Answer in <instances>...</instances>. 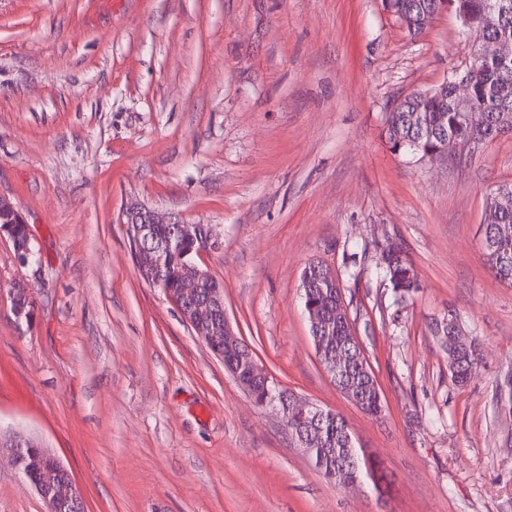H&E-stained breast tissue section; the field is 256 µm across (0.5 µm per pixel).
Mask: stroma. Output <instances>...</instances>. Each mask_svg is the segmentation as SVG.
I'll list each match as a JSON object with an SVG mask.
<instances>
[{
	"label": "stroma",
	"mask_w": 512,
	"mask_h": 512,
	"mask_svg": "<svg viewBox=\"0 0 512 512\" xmlns=\"http://www.w3.org/2000/svg\"><path fill=\"white\" fill-rule=\"evenodd\" d=\"M453 10L411 36L381 0H0V196L41 264L0 240V432L51 448L88 512H512V285L483 257L486 193L512 131L432 163L385 116L462 66ZM137 203L210 241L198 258L282 389L339 413L390 496L317 472L139 276ZM402 245L419 288L374 272ZM338 275L386 402L353 405L302 310L311 263ZM35 291L31 323L10 293ZM455 317L479 364L456 384L429 327ZM0 512H46L8 461Z\"/></svg>",
	"instance_id": "obj_1"
}]
</instances>
